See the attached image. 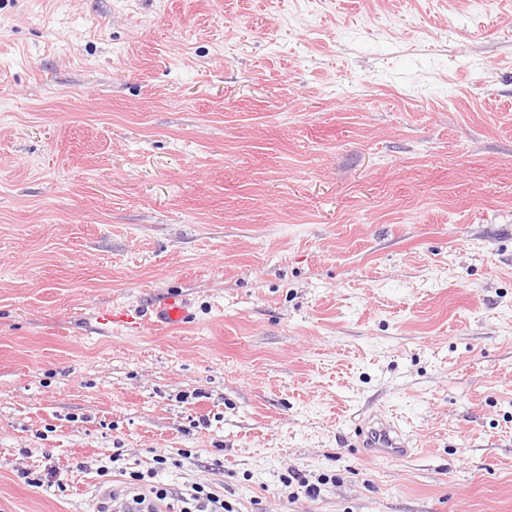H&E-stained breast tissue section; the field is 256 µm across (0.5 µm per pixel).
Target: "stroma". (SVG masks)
<instances>
[{"instance_id":"stroma-1","label":"stroma","mask_w":512,"mask_h":512,"mask_svg":"<svg viewBox=\"0 0 512 512\" xmlns=\"http://www.w3.org/2000/svg\"><path fill=\"white\" fill-rule=\"evenodd\" d=\"M108 448L512 512V0H0V512H90ZM155 315L157 322L164 324L187 323L191 319L187 303L178 296L167 298ZM354 435L355 447L373 458L401 460L415 450L410 434L397 421L382 415L360 423ZM46 461L47 463L44 467L43 474L24 468L17 470V477L23 480L26 485L33 488L44 486H46V488L56 487L59 492H65L67 490V479L64 474L53 462L49 463L50 459Z\"/></svg>"}]
</instances>
